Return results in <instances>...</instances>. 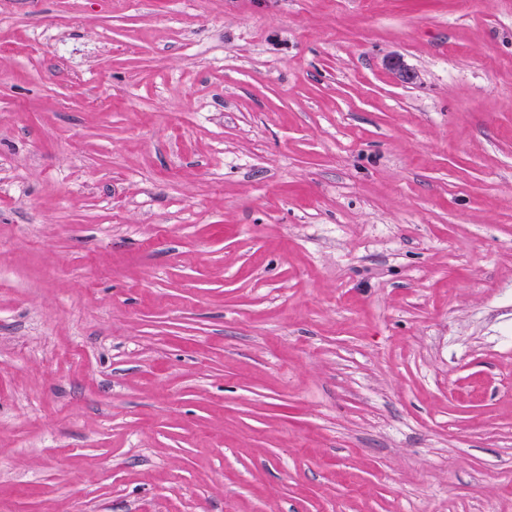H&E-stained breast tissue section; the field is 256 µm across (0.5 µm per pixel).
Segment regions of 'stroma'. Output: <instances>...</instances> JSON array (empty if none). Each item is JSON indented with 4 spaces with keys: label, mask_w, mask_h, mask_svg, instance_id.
Masks as SVG:
<instances>
[{
    "label": "stroma",
    "mask_w": 512,
    "mask_h": 512,
    "mask_svg": "<svg viewBox=\"0 0 512 512\" xmlns=\"http://www.w3.org/2000/svg\"><path fill=\"white\" fill-rule=\"evenodd\" d=\"M0 512H512V0H0Z\"/></svg>",
    "instance_id": "obj_1"
}]
</instances>
